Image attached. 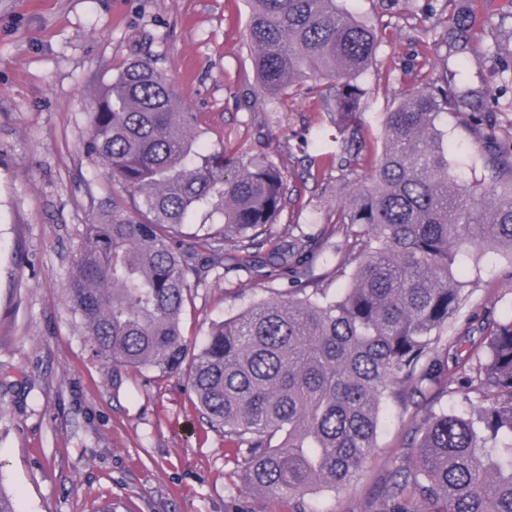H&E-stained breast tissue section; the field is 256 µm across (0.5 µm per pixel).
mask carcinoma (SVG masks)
Instances as JSON below:
<instances>
[{
	"mask_svg": "<svg viewBox=\"0 0 512 512\" xmlns=\"http://www.w3.org/2000/svg\"><path fill=\"white\" fill-rule=\"evenodd\" d=\"M248 46L263 99L328 80L336 126L359 134L365 95L355 76L375 56L370 26L336 0H251ZM474 23L450 13L439 40L465 70ZM492 89L415 93L386 113L385 144L369 185L340 210V267L349 283L328 295L310 275L326 232L288 224L264 263L283 210L288 172L271 158L227 154L206 139L201 115L174 95L150 59L129 64L87 113L83 152L129 199L104 197L83 228L84 247L66 296L99 357L183 373L199 408L237 445L246 489L298 501L347 486L376 448L383 401H402L457 373L476 350L486 388L473 413L443 410L425 420L415 462L396 467L378 512H512V316L467 327L437 351L457 319L466 281L458 263L473 248L512 252V47L496 46ZM480 134L488 176L451 171L438 126L443 111ZM280 271L304 282L211 325L188 356L182 314L191 291L221 270Z\"/></svg>",
	"mask_w": 512,
	"mask_h": 512,
	"instance_id": "obj_1",
	"label": "carcinoma"
}]
</instances>
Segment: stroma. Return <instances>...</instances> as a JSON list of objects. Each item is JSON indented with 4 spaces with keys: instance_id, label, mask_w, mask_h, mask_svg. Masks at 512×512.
<instances>
[{
    "instance_id": "obj_1",
    "label": "stroma",
    "mask_w": 512,
    "mask_h": 512,
    "mask_svg": "<svg viewBox=\"0 0 512 512\" xmlns=\"http://www.w3.org/2000/svg\"><path fill=\"white\" fill-rule=\"evenodd\" d=\"M473 10L481 54L466 70L433 31L444 0H338L374 28L379 46L356 78L364 89L362 146L348 180L344 150L318 94L253 106L259 89L246 38L249 0H0V487L21 512H292L289 498L243 486L234 443L194 405L185 376L162 378L96 357L66 294L68 271L94 205L120 193L83 152L94 95L130 62L148 57L176 94L201 113L210 142L269 156L288 170V196L273 228L332 227L336 204L372 176L384 118L434 82L447 89L497 81L489 53L512 45V0H456ZM439 126L449 162L481 178V139L452 113ZM465 301L442 343L468 323L512 313V253L464 260ZM284 276L228 271L194 289L183 334L197 352L212 322L279 297ZM447 392L424 386L408 403L389 398L376 447L353 482L306 496L311 512H376L382 489L408 460L425 416L472 412L478 391L449 375Z\"/></svg>"
}]
</instances>
